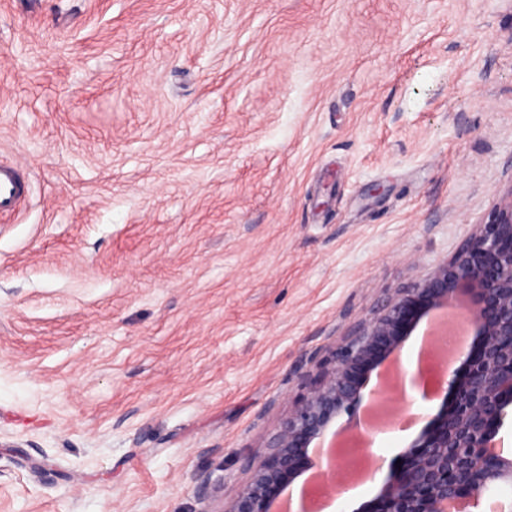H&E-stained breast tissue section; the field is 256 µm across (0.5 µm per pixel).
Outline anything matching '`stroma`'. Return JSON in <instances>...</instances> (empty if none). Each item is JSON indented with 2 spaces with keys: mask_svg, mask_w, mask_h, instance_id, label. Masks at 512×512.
Instances as JSON below:
<instances>
[{
  "mask_svg": "<svg viewBox=\"0 0 512 512\" xmlns=\"http://www.w3.org/2000/svg\"><path fill=\"white\" fill-rule=\"evenodd\" d=\"M1 162L0 512H220L512 187V0H0ZM27 184L15 166H0V211L14 210L26 194Z\"/></svg>",
  "mask_w": 512,
  "mask_h": 512,
  "instance_id": "obj_1",
  "label": "stroma"
}]
</instances>
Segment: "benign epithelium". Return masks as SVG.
<instances>
[{
    "mask_svg": "<svg viewBox=\"0 0 512 512\" xmlns=\"http://www.w3.org/2000/svg\"><path fill=\"white\" fill-rule=\"evenodd\" d=\"M450 306L463 308L480 349L465 355L462 376L444 366L447 395L439 412L402 451L401 464L385 472L368 512H480L489 479L512 487V456L496 440L512 404L511 188L451 259L392 297L321 361L265 454L248 461L249 480L220 512H277L281 493L321 466L309 446L323 441L332 420L344 414L346 430L360 429L364 399L378 398L375 390L364 393L369 376L360 370L400 356L406 336ZM450 448L463 449L451 462ZM458 467L468 474L461 485L453 478Z\"/></svg>",
    "mask_w": 512,
    "mask_h": 512,
    "instance_id": "1",
    "label": "benign epithelium"
}]
</instances>
